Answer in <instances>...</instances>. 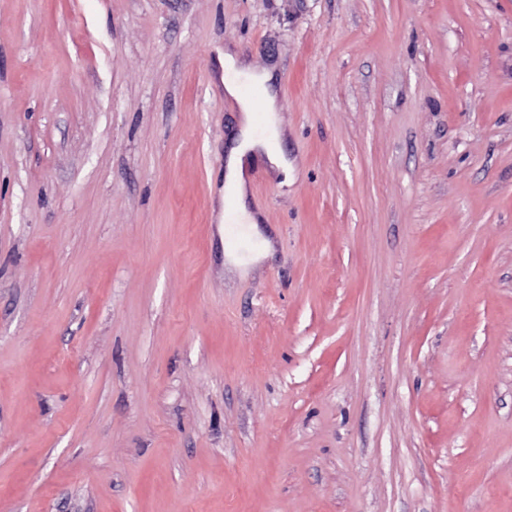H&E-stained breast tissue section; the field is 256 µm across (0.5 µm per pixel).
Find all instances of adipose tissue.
Instances as JSON below:
<instances>
[{
	"instance_id": "adipose-tissue-1",
	"label": "adipose tissue",
	"mask_w": 512,
	"mask_h": 512,
	"mask_svg": "<svg viewBox=\"0 0 512 512\" xmlns=\"http://www.w3.org/2000/svg\"><path fill=\"white\" fill-rule=\"evenodd\" d=\"M222 64L224 94L239 105L237 129L227 144L224 160L222 194L233 203V222L224 228V268L228 273L245 277L258 267L273 247L267 229L262 225L263 214L252 198L250 171L255 165H262L270 176L285 186L293 181L297 166L280 147L286 129L280 116L274 68H251L236 50L229 47L224 50ZM246 83L258 85L263 90V123H256L253 104L242 94V86ZM240 239L252 240V250L241 252L236 246Z\"/></svg>"
}]
</instances>
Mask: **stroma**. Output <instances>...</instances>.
Returning <instances> with one entry per match:
<instances>
[{
  "mask_svg": "<svg viewBox=\"0 0 512 512\" xmlns=\"http://www.w3.org/2000/svg\"><path fill=\"white\" fill-rule=\"evenodd\" d=\"M0 512H512V0H0ZM224 95L234 99L239 105L237 129L230 138L224 160V186L220 190L223 201L231 199L233 211L231 219L234 226L225 224L229 217L231 202L224 205V269L227 273L240 277L248 276L258 267L272 250L273 244L263 221L261 210L254 204L250 191V171L256 164L262 165L266 172L281 179V186H288L296 173L295 161L280 148V142L286 129L279 114L276 75L273 67L254 69L247 65L234 49L226 47L223 55ZM252 83L255 85H242ZM259 85L260 87L256 86ZM257 120L261 119L263 98L264 121L261 125L255 121L253 104ZM250 239L253 248L248 253L241 252L233 240Z\"/></svg>",
  "mask_w": 512,
  "mask_h": 512,
  "instance_id": "1",
  "label": "stroma"
}]
</instances>
